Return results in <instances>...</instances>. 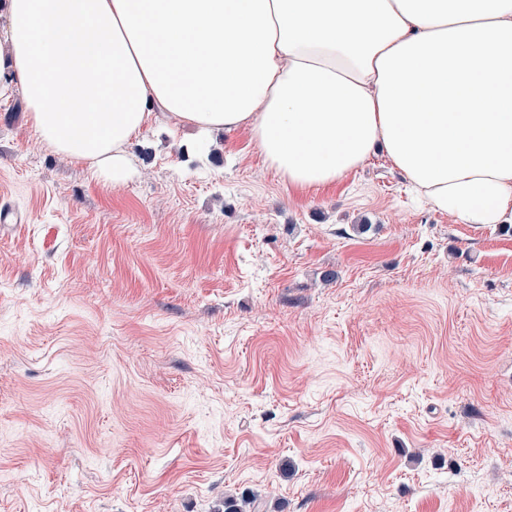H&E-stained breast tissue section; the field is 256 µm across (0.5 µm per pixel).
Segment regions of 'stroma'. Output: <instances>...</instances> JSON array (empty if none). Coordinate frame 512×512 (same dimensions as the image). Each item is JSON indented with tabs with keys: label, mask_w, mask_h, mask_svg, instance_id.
I'll use <instances>...</instances> for the list:
<instances>
[{
	"label": "stroma",
	"mask_w": 512,
	"mask_h": 512,
	"mask_svg": "<svg viewBox=\"0 0 512 512\" xmlns=\"http://www.w3.org/2000/svg\"><path fill=\"white\" fill-rule=\"evenodd\" d=\"M0 100V512H512V229L387 155L299 190L174 121L95 179Z\"/></svg>",
	"instance_id": "35a3bbf8"
}]
</instances>
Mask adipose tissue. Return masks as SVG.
<instances>
[{"label":"adipose tissue","mask_w":512,"mask_h":512,"mask_svg":"<svg viewBox=\"0 0 512 512\" xmlns=\"http://www.w3.org/2000/svg\"><path fill=\"white\" fill-rule=\"evenodd\" d=\"M0 97L115 185L162 112L246 129L289 186L383 147L434 209L512 223V0H0Z\"/></svg>","instance_id":"1"}]
</instances>
